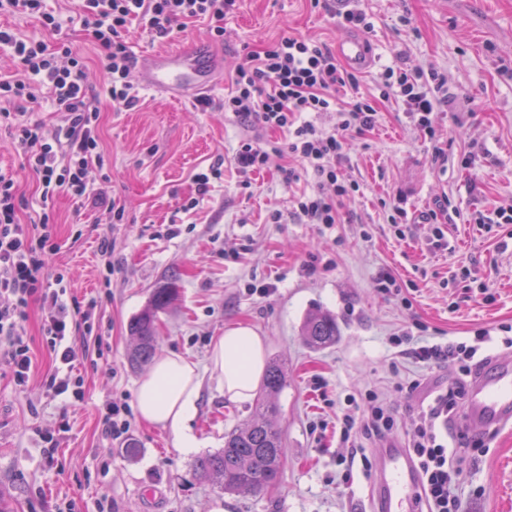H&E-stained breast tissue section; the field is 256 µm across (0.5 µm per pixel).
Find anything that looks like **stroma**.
<instances>
[{"instance_id":"35a3bbf8","label":"stroma","mask_w":512,"mask_h":512,"mask_svg":"<svg viewBox=\"0 0 512 512\" xmlns=\"http://www.w3.org/2000/svg\"><path fill=\"white\" fill-rule=\"evenodd\" d=\"M65 20L62 29L84 56L88 79L102 82L99 54L73 22L80 0H45ZM374 29L375 61L361 73L372 87L386 67L437 72L448 79V108L428 138L396 101L380 104L377 126L350 138L340 178L352 191L339 200V224H300L287 217L294 200L317 191L305 163L272 158L251 177L239 174L234 157L242 142L283 141L282 132L240 124L216 96L206 112L145 91L135 109H113L98 97L101 160L88 178L123 213L106 223L97 210L57 197L53 212L59 249L49 275L63 274L68 296L79 305L98 304L94 331L108 358L85 366V400L67 406L47 397L41 375L52 359L43 346L42 311H27L28 339L39 373L17 387L0 364V512H49L61 499L81 512L108 501L112 512H209L213 501L226 512H376L374 477L354 471L345 481L336 421L348 399L374 389L387 394L395 424L369 441L379 459L403 443L414 413L426 397L459 375L448 359L425 369L397 337L424 325L434 341L473 343L479 331L493 341L492 357L512 358L504 345L512 326V245L500 249L512 226L474 224L477 214L512 206V0H363ZM222 43L212 42L205 20L186 24L172 39L153 38L131 26L134 55L190 44L224 61L227 83L246 50L288 35L335 47L347 27L311 0H240L225 21ZM444 150L432 157L433 143ZM475 153V168L461 158ZM219 168L210 190L197 197L195 173ZM297 177L286 181L283 168ZM456 209L448 224V247L432 249L433 214ZM405 214L404 237L389 217ZM284 213L272 223L273 212ZM112 242V261L100 255ZM403 286L402 297L379 292L380 274ZM174 281L178 297L158 323L159 351L194 362L201 374L197 415L191 423L199 452L224 445L225 434L247 422L253 403L235 404L209 370L211 344L226 328L244 325L266 339L267 360L280 361L288 378L276 398L275 423L287 459L279 486L241 497L214 489L192 473L168 430L132 419L121 439L105 434L101 411L110 402L134 405L144 369L127 360L129 319L151 292ZM487 284L489 299L477 286ZM271 286L269 295L259 287ZM336 317L335 345L310 349L301 325L311 312ZM420 378L412 393L394 389L397 376ZM59 437L57 467L44 466L41 436ZM139 453L129 457L127 445ZM466 479L462 512H512V425L486 436L482 451L461 455Z\"/></svg>"}]
</instances>
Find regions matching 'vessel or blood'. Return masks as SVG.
<instances>
[{
  "mask_svg": "<svg viewBox=\"0 0 512 512\" xmlns=\"http://www.w3.org/2000/svg\"><path fill=\"white\" fill-rule=\"evenodd\" d=\"M336 53L355 71L369 70L374 62L370 42L355 32L338 40ZM220 68V59L212 54L201 59L181 48L163 50L138 63L133 82L138 88L161 93L170 100L193 102L212 95ZM461 421L481 430L512 422L511 359L494 361L490 369L472 380ZM377 480L382 490L383 512H418L417 474L401 449L389 450Z\"/></svg>",
  "mask_w": 512,
  "mask_h": 512,
  "instance_id": "obj_1",
  "label": "vessel or blood"
}]
</instances>
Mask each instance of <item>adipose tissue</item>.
<instances>
[{"label":"adipose tissue","mask_w":512,"mask_h":512,"mask_svg":"<svg viewBox=\"0 0 512 512\" xmlns=\"http://www.w3.org/2000/svg\"><path fill=\"white\" fill-rule=\"evenodd\" d=\"M211 370L230 402L251 401L265 371V339L244 326L227 328L210 351ZM200 391L195 363L174 352L160 354L138 384L135 394L137 417L159 425L177 438L183 452H191L197 440L189 423L194 417Z\"/></svg>","instance_id":"obj_1"}]
</instances>
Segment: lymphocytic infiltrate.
<instances>
[{"label": "lymphocytic infiltrate", "mask_w": 512, "mask_h": 512, "mask_svg": "<svg viewBox=\"0 0 512 512\" xmlns=\"http://www.w3.org/2000/svg\"><path fill=\"white\" fill-rule=\"evenodd\" d=\"M237 8V0H82L80 28L102 55L103 93L114 107L131 110L139 95L132 73L135 58L126 40L128 26L139 23L154 36L169 39L174 29L204 19L213 40L224 38V20ZM0 13L35 19L46 39L23 38L0 27V50L13 59L17 79L0 81V128L23 154V167L39 183L40 199L29 221L22 210L29 203L18 192L15 173L0 170V363L17 386L32 377L35 362L27 342V309L40 305L45 313L42 333L53 368L42 379L46 393L68 404L85 398L84 380L76 371L80 359L72 338L77 329L92 333L91 311L72 320L62 277L45 273L58 247L49 226L52 203L66 195L81 204L103 210L108 220L123 218L121 210L90 187L87 175L92 161L100 159L94 89L86 65L72 42L61 37L63 22L47 11L44 0H0ZM379 95L361 86L359 77L339 64L326 45L305 37L287 36L260 50L250 51L237 66L232 91L224 109L244 125L284 132L281 144L248 140L238 149L235 162L248 174L266 167L274 156L290 155L308 164L320 193L301 196L292 215L303 224L333 226L339 223L336 200L348 192L339 183L338 170L345 161L347 135L374 129L379 120L378 102L389 98L402 103L405 112L427 135H434L436 117L448 99L447 79L439 74L388 67L377 74ZM349 88L343 99L339 89ZM49 103L58 114L53 128L26 117L17 104ZM308 112H333V129L318 128L305 120ZM477 346L463 342H427L414 348L413 357L430 367L446 359L460 363L462 382L432 393L427 406L406 432L404 449L413 461L421 489L423 512H461L463 470L449 452L441 427L455 417L464 396V381L476 374ZM394 425L384 398L368 390L361 402L343 415L339 440L349 453L346 469L371 472L373 463L364 442Z\"/></svg>", "instance_id": "1"}]
</instances>
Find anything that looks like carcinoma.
Returning a JSON list of instances; mask_svg holds the SVG:
<instances>
[{
	"label": "carcinoma",
	"instance_id": "cac0c4a2",
	"mask_svg": "<svg viewBox=\"0 0 512 512\" xmlns=\"http://www.w3.org/2000/svg\"><path fill=\"white\" fill-rule=\"evenodd\" d=\"M178 295L175 282L153 290L149 304L128 323L133 346L128 362L134 368L149 364L157 351L159 314L170 307ZM302 336L314 348L336 343V318L327 313L311 314L302 324ZM286 383L282 364H268L264 392L251 419L224 435V447L197 456L191 469L195 475L225 493L242 497L257 496L279 484L285 467L281 432L273 422L277 413L275 398Z\"/></svg>",
	"mask_w": 512,
	"mask_h": 512
}]
</instances>
